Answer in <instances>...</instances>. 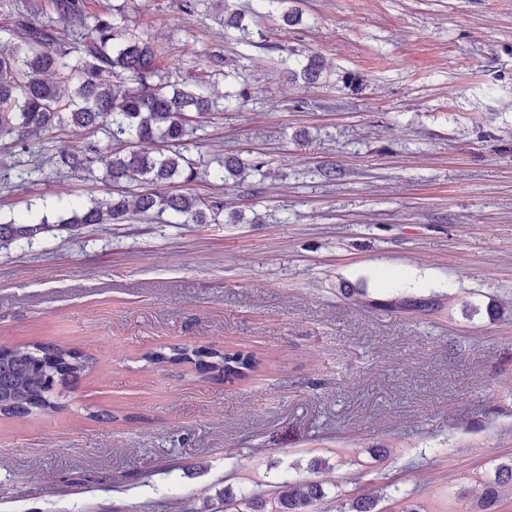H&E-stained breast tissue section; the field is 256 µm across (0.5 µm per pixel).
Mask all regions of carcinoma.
<instances>
[{
  "instance_id": "1",
  "label": "carcinoma",
  "mask_w": 512,
  "mask_h": 512,
  "mask_svg": "<svg viewBox=\"0 0 512 512\" xmlns=\"http://www.w3.org/2000/svg\"><path fill=\"white\" fill-rule=\"evenodd\" d=\"M281 10L287 26L299 17L285 7L287 0H266ZM57 18L41 19L36 6L27 0L17 8L15 26L20 31L9 50H0V137H11L20 153L30 152L28 140L36 132L64 126L101 133L116 143L136 140L159 146L150 154L135 150L103 154L100 142L46 161L71 171L93 172L102 165V180L120 192L70 206V216L58 227L69 232L93 224H121L131 213L152 219V214L170 213L177 224H208L224 208L213 197L189 192H172L166 185L174 178L189 184L197 179V167L180 147L194 132L193 115L211 110L212 100L204 81L170 85L158 79L155 50L143 32L125 24L113 13H92L87 0H50ZM245 15L234 0H224V27L247 31ZM69 28L70 42L60 40L55 21ZM284 72L294 81L317 82L323 60L284 59ZM262 162L248 163L235 156L224 158L223 168L232 176L258 171ZM50 230L45 218L31 216L0 221V248L31 241ZM399 312L433 315L444 302L437 299L403 297L386 303ZM150 364L187 362L201 374L244 377L260 361L242 350H214L201 347H173L144 355ZM92 360L78 351L48 342H27L0 346V414L28 417L59 408L56 387L85 373ZM512 486V463L497 468L496 478L484 486L472 512H495L501 489ZM325 493L321 484L305 482L277 486L273 500L253 497L251 512H317ZM378 500L361 489L351 497L346 512H385Z\"/></svg>"
}]
</instances>
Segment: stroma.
<instances>
[{
    "label": "stroma",
    "instance_id": "1",
    "mask_svg": "<svg viewBox=\"0 0 512 512\" xmlns=\"http://www.w3.org/2000/svg\"><path fill=\"white\" fill-rule=\"evenodd\" d=\"M288 5L299 24L237 0L242 41L217 0H92L148 36L164 80L247 98L199 116V176L176 186L223 201L212 223L133 216L0 249V344L93 360L60 410L0 416V512H216L220 491L306 481L321 512L357 487L468 512L512 461V0ZM291 52L323 57L322 80L288 81ZM16 154L0 139L1 218L106 193L98 164L4 178ZM228 155L264 167L223 181ZM350 288L446 306L364 310ZM187 345L263 364L224 379L143 359Z\"/></svg>",
    "mask_w": 512,
    "mask_h": 512
}]
</instances>
